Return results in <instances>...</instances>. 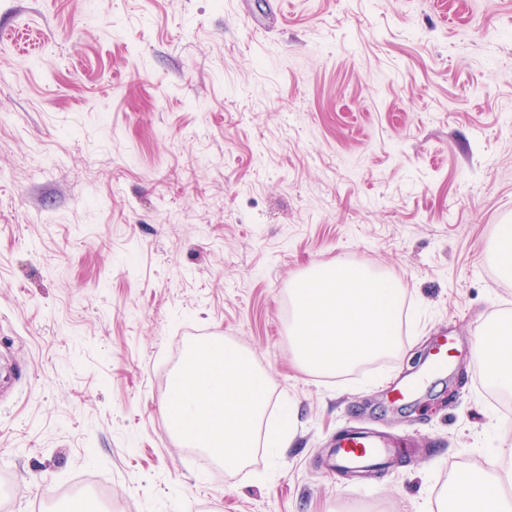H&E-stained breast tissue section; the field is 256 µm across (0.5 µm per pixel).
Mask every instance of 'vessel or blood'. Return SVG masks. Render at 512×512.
I'll return each instance as SVG.
<instances>
[{"label":"vessel or blood","mask_w":512,"mask_h":512,"mask_svg":"<svg viewBox=\"0 0 512 512\" xmlns=\"http://www.w3.org/2000/svg\"><path fill=\"white\" fill-rule=\"evenodd\" d=\"M453 359L452 340L445 338L436 342L424 373L417 379L394 385L390 390L391 400H408L435 375L447 372ZM393 453L384 437L364 428L352 427L337 434L331 459L336 470L364 471L386 466Z\"/></svg>","instance_id":"b4317fda"}]
</instances>
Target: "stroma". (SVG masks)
<instances>
[{"mask_svg": "<svg viewBox=\"0 0 512 512\" xmlns=\"http://www.w3.org/2000/svg\"><path fill=\"white\" fill-rule=\"evenodd\" d=\"M512 0H0V512H425L512 426L473 349L512 316ZM404 296L400 345L292 357V280ZM440 335L470 354L402 407ZM198 342L270 377L228 467L175 437ZM405 440L353 479L336 433ZM495 257L498 264L512 271V226L510 224L501 225L495 240Z\"/></svg>", "mask_w": 512, "mask_h": 512, "instance_id": "1", "label": "stroma"}]
</instances>
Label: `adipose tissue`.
<instances>
[{
  "instance_id": "1",
  "label": "adipose tissue",
  "mask_w": 512,
  "mask_h": 512,
  "mask_svg": "<svg viewBox=\"0 0 512 512\" xmlns=\"http://www.w3.org/2000/svg\"><path fill=\"white\" fill-rule=\"evenodd\" d=\"M480 354L494 386L512 391V332L480 337ZM166 407L172 432L237 465L255 445L264 414L269 376L244 351L225 347L211 356L198 350ZM496 470L486 478L456 480L436 499L435 512H512V448L495 451Z\"/></svg>"
}]
</instances>
